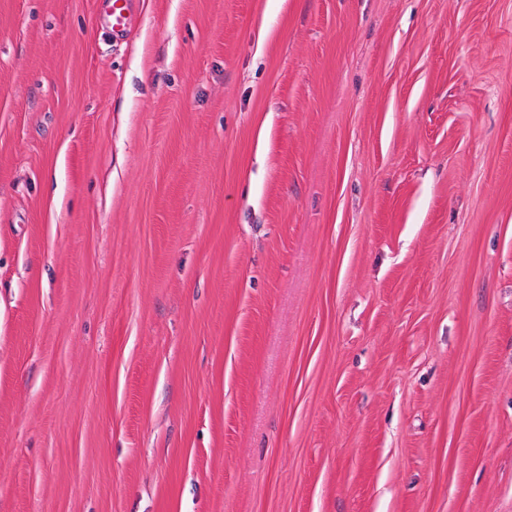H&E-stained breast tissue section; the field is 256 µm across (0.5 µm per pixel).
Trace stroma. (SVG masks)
I'll return each instance as SVG.
<instances>
[{
  "label": "stroma",
  "instance_id": "stroma-1",
  "mask_svg": "<svg viewBox=\"0 0 512 512\" xmlns=\"http://www.w3.org/2000/svg\"><path fill=\"white\" fill-rule=\"evenodd\" d=\"M0 0V512H512V0ZM103 19L112 30V36H123L130 25L129 0H102Z\"/></svg>",
  "mask_w": 512,
  "mask_h": 512
}]
</instances>
